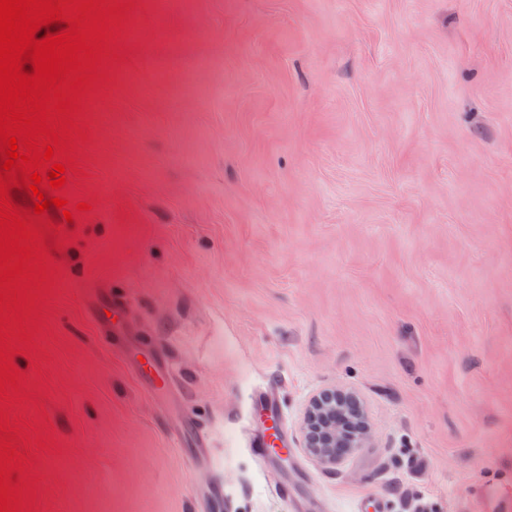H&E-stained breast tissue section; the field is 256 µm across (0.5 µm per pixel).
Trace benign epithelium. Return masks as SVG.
<instances>
[{
	"label": "benign epithelium",
	"mask_w": 512,
	"mask_h": 512,
	"mask_svg": "<svg viewBox=\"0 0 512 512\" xmlns=\"http://www.w3.org/2000/svg\"><path fill=\"white\" fill-rule=\"evenodd\" d=\"M368 426L363 409L348 392L330 389L313 396L302 423L307 452L334 468L355 448L363 447Z\"/></svg>",
	"instance_id": "7a95c632"
}]
</instances>
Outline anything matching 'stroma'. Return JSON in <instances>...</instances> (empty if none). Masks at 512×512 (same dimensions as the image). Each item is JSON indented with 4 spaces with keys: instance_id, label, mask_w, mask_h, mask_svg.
I'll return each instance as SVG.
<instances>
[{
    "instance_id": "35a3bbf8",
    "label": "stroma",
    "mask_w": 512,
    "mask_h": 512,
    "mask_svg": "<svg viewBox=\"0 0 512 512\" xmlns=\"http://www.w3.org/2000/svg\"><path fill=\"white\" fill-rule=\"evenodd\" d=\"M14 357L31 512H512V0H134ZM129 299L175 387L89 322ZM274 389L284 454L248 443ZM355 393L363 448L303 449ZM207 441L189 460L181 430ZM424 462L407 470L408 452ZM367 433L364 411L350 393L330 389L310 399L302 434L307 452L322 466L335 468L354 448L363 447Z\"/></svg>"
}]
</instances>
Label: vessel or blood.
Segmentation results:
<instances>
[{
	"label": "vessel or blood",
	"instance_id": "b4317fda",
	"mask_svg": "<svg viewBox=\"0 0 512 512\" xmlns=\"http://www.w3.org/2000/svg\"><path fill=\"white\" fill-rule=\"evenodd\" d=\"M103 301L102 289L90 292L85 300V312L90 321L102 331L103 335L112 339V349L128 360L135 368L139 377L145 381L154 397H164L171 388L172 371L167 362L154 355H142L139 347L133 342L127 329L125 299L116 298L112 301L111 318H101L99 308Z\"/></svg>",
	"mask_w": 512,
	"mask_h": 512
}]
</instances>
